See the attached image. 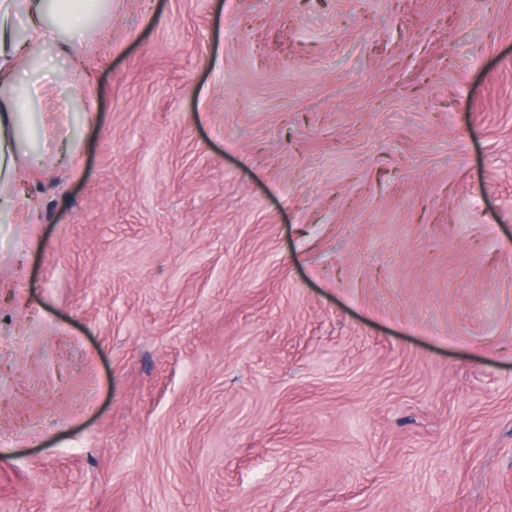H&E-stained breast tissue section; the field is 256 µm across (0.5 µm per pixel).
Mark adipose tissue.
Masks as SVG:
<instances>
[{"mask_svg":"<svg viewBox=\"0 0 512 512\" xmlns=\"http://www.w3.org/2000/svg\"><path fill=\"white\" fill-rule=\"evenodd\" d=\"M111 0H0V215L10 214L19 160L35 157L25 121L38 93L30 74L50 59L78 61L93 25ZM26 37L17 41V25Z\"/></svg>","mask_w":512,"mask_h":512,"instance_id":"ef3b65f1","label":"adipose tissue"}]
</instances>
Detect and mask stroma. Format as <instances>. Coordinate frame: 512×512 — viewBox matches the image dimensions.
I'll return each mask as SVG.
<instances>
[{
	"mask_svg": "<svg viewBox=\"0 0 512 512\" xmlns=\"http://www.w3.org/2000/svg\"><path fill=\"white\" fill-rule=\"evenodd\" d=\"M82 53L0 223V512H512V0H112Z\"/></svg>",
	"mask_w": 512,
	"mask_h": 512,
	"instance_id": "stroma-1",
	"label": "stroma"
}]
</instances>
